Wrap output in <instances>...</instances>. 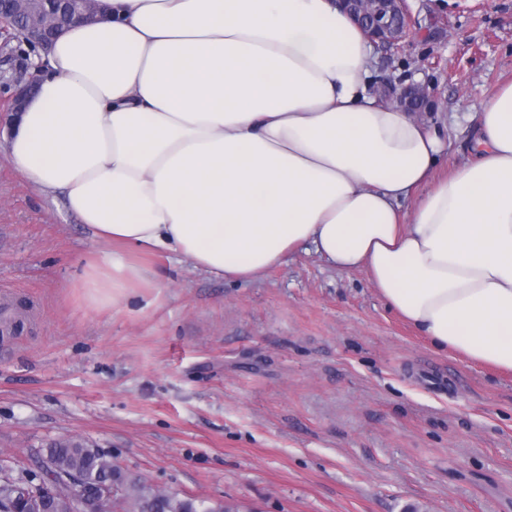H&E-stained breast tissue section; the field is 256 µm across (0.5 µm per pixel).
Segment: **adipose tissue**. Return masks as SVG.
Returning <instances> with one entry per match:
<instances>
[{
	"instance_id": "1",
	"label": "adipose tissue",
	"mask_w": 512,
	"mask_h": 512,
	"mask_svg": "<svg viewBox=\"0 0 512 512\" xmlns=\"http://www.w3.org/2000/svg\"><path fill=\"white\" fill-rule=\"evenodd\" d=\"M108 2L43 55L7 144L112 244L83 267L89 303L149 281L127 247L249 281L304 248L366 272L437 349L512 371V82L437 181L444 141L379 101L373 46L335 0Z\"/></svg>"
}]
</instances>
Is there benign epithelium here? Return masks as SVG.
Returning a JSON list of instances; mask_svg holds the SVG:
<instances>
[{"mask_svg": "<svg viewBox=\"0 0 512 512\" xmlns=\"http://www.w3.org/2000/svg\"><path fill=\"white\" fill-rule=\"evenodd\" d=\"M345 11L370 39L383 49L393 48L403 41L410 28V14L406 0H341ZM107 6L101 0H0V22L16 15L23 17L18 35L32 43L37 50L48 51L60 31V17L67 24L91 23L107 16ZM26 82H19L11 95L10 105L0 113V127L13 125L16 116L23 111L32 97L37 74ZM381 101L396 103L409 112H430L433 101L426 88L409 84L398 90L385 91ZM115 486L101 483L90 490L80 486L73 490L75 512H108L112 506V491Z\"/></svg>", "mask_w": 512, "mask_h": 512, "instance_id": "1", "label": "benign epithelium"}]
</instances>
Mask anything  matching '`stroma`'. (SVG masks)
Returning <instances> with one entry per match:
<instances>
[{"label": "stroma", "instance_id": "obj_1", "mask_svg": "<svg viewBox=\"0 0 512 512\" xmlns=\"http://www.w3.org/2000/svg\"><path fill=\"white\" fill-rule=\"evenodd\" d=\"M413 26L374 51V88L420 83L448 147L512 81V0H407ZM31 52L0 32V109ZM0 147V465L73 437L182 497L241 512H512V373L436 350L360 271L311 252L248 282L166 253L154 285L88 306L74 283L103 250Z\"/></svg>", "mask_w": 512, "mask_h": 512}]
</instances>
